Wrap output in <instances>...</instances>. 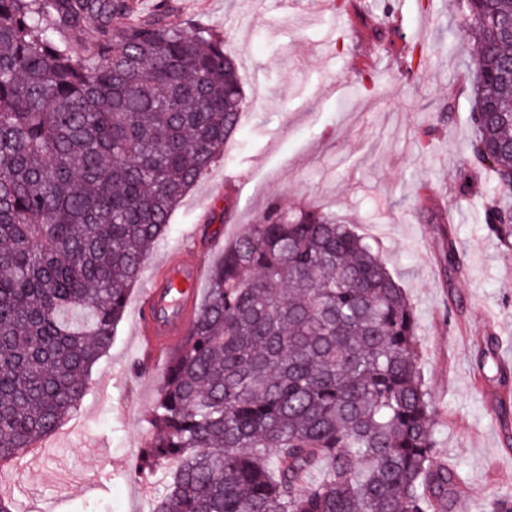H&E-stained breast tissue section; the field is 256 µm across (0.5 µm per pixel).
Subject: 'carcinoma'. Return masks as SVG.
<instances>
[{
    "mask_svg": "<svg viewBox=\"0 0 512 512\" xmlns=\"http://www.w3.org/2000/svg\"><path fill=\"white\" fill-rule=\"evenodd\" d=\"M484 225L512 253V0H457ZM408 69L436 46L409 44ZM236 59L135 0H0V465L80 405L146 248L239 130ZM444 266L464 254L448 239ZM481 370L497 368L487 338ZM417 316L382 257L322 210L273 205L207 274L137 464L150 512H448Z\"/></svg>",
    "mask_w": 512,
    "mask_h": 512,
    "instance_id": "carcinoma-1",
    "label": "carcinoma"
}]
</instances>
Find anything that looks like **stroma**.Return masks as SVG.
<instances>
[{
	"label": "stroma",
	"instance_id": "1",
	"mask_svg": "<svg viewBox=\"0 0 512 512\" xmlns=\"http://www.w3.org/2000/svg\"><path fill=\"white\" fill-rule=\"evenodd\" d=\"M178 20L214 29L240 63V129L183 199L131 287L109 352L93 367L80 409L45 451L0 472L18 512H149L163 487L135 465L166 363L145 355L134 308L172 253L217 258L270 204L318 208L352 225L379 251L418 318L419 366L441 413L436 449L463 481L470 512L512 495V445L475 369L476 339L493 333L512 357V254L482 221L485 176L461 192L471 127L468 63L455 0H377L402 25L397 42L444 45L438 60L407 70L335 0H167ZM375 72L362 88L359 72ZM222 197H215V188ZM466 256L458 275L438 263L444 233Z\"/></svg>",
	"mask_w": 512,
	"mask_h": 512
}]
</instances>
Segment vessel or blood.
<instances>
[{"instance_id":"b4317fda","label":"vessel or blood","mask_w":512,"mask_h":512,"mask_svg":"<svg viewBox=\"0 0 512 512\" xmlns=\"http://www.w3.org/2000/svg\"><path fill=\"white\" fill-rule=\"evenodd\" d=\"M204 268L201 257L164 263L141 295L138 335L155 357L165 356L184 344Z\"/></svg>"}]
</instances>
